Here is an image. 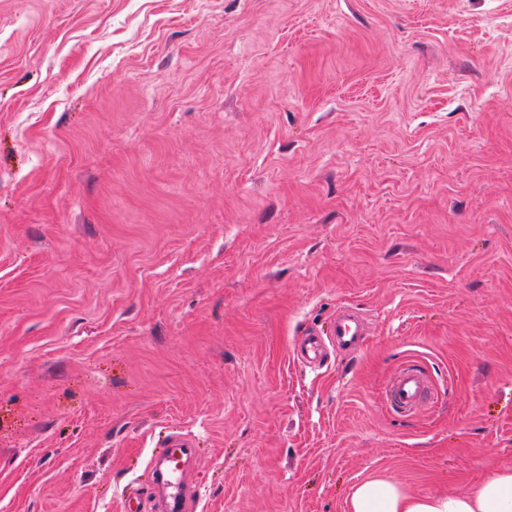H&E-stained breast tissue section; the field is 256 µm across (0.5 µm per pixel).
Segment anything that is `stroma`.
Listing matches in <instances>:
<instances>
[{
	"label": "stroma",
	"mask_w": 512,
	"mask_h": 512,
	"mask_svg": "<svg viewBox=\"0 0 512 512\" xmlns=\"http://www.w3.org/2000/svg\"><path fill=\"white\" fill-rule=\"evenodd\" d=\"M171 435L196 512L512 467V0H0V512ZM363 323L353 315H342L336 318V326L331 332V341L342 352L358 349L363 342ZM386 394L392 408L411 411L428 398L429 386L422 371L410 364L397 374Z\"/></svg>",
	"instance_id": "stroma-1"
}]
</instances>
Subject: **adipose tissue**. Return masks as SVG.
Masks as SVG:
<instances>
[{"label": "adipose tissue", "mask_w": 512, "mask_h": 512, "mask_svg": "<svg viewBox=\"0 0 512 512\" xmlns=\"http://www.w3.org/2000/svg\"><path fill=\"white\" fill-rule=\"evenodd\" d=\"M346 504L347 512H512V467L452 494L417 495L395 480L369 478L352 488Z\"/></svg>", "instance_id": "obj_1"}]
</instances>
